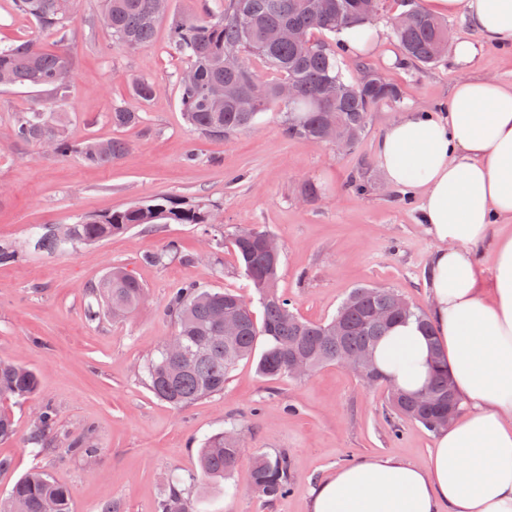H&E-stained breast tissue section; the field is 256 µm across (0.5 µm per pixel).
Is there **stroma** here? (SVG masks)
Wrapping results in <instances>:
<instances>
[{
  "label": "stroma",
  "mask_w": 512,
  "mask_h": 512,
  "mask_svg": "<svg viewBox=\"0 0 512 512\" xmlns=\"http://www.w3.org/2000/svg\"><path fill=\"white\" fill-rule=\"evenodd\" d=\"M223 0H169L168 16L153 39L137 49L115 45L97 23L101 0H72L59 32H42L15 0H0V47L30 40L63 50L72 60L68 93L56 102L46 88L0 87V244L15 248V262L0 265V357L37 372L40 392L25 403H8L15 435L0 442V456L14 467L0 473V497L33 466L67 486L75 512H156L171 480L198 468L203 441L225 429L243 435L242 458L229 482L203 492L201 512H308L314 486L336 468L379 457L425 465L434 440L421 424L389 410V384L366 385L339 365L303 378L267 380L251 360L241 361L222 393L177 410L148 387L143 366L171 336L165 312L172 293L194 282L254 296L230 244L243 228H260L282 246L279 289L302 317L322 322L352 288L398 289L429 309L426 270L435 241L420 219L419 197L389 187L375 161L379 135L410 108H446L460 77L452 53L432 65L399 64L391 22L402 0H382L373 24L377 48L367 58L343 53L342 73L361 81L373 66L400 85L403 96L369 112L366 131L353 149L288 137L283 114L271 107L253 128L208 138L186 122L177 78L188 62L170 44L174 16L219 12ZM471 74L512 82V43L484 46ZM147 78L159 87L147 101L132 91ZM59 106L67 112V138L75 144L119 138L127 151L116 161L87 167L80 156H57L34 144L15 142L18 115ZM140 113L139 126H113V106ZM194 160H187L188 150ZM315 196L302 192L305 185ZM214 206L217 244L200 224L137 227L127 234L47 255L34 249L35 228L156 199ZM177 253L162 263L150 254L169 241ZM121 266L146 288L145 304L122 320L86 317L87 287ZM51 406L57 427L50 452L36 456L27 439L34 409ZM86 437L96 458L71 453ZM287 453L288 492L267 499L254 489L256 454Z\"/></svg>",
  "instance_id": "stroma-1"
}]
</instances>
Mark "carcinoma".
I'll return each mask as SVG.
<instances>
[{"label":"carcinoma","mask_w":512,"mask_h":512,"mask_svg":"<svg viewBox=\"0 0 512 512\" xmlns=\"http://www.w3.org/2000/svg\"><path fill=\"white\" fill-rule=\"evenodd\" d=\"M160 0H104L102 14L112 18V38L128 48L151 41L157 20L164 15ZM381 0H224L218 14L187 15L172 22L171 40L176 51L189 57L190 78L179 80L180 103L187 122L200 134L221 138L253 127L259 114L277 104L284 112L288 136L328 142L336 127L346 130L351 144L364 134L368 112L385 101L400 98V88L381 73L365 67L368 75L359 83L344 79L335 49L313 40L316 33L341 35L358 26L372 28ZM20 11L30 16L44 32L63 27L69 15V0H16ZM392 30L404 60L423 65L440 59L439 43L448 38L447 24L414 6L392 20ZM261 59L275 74L269 79L257 73L250 60ZM70 57L62 51H47L33 41L0 48V86L67 89ZM291 85L296 98L286 103L279 89ZM117 127L140 123L132 109L112 108ZM19 143L54 142L53 153H77L88 166L119 159L125 141L88 140L71 144L64 133V113L36 110L19 115L12 128ZM217 217L208 207H181L164 199L139 204L48 227L37 234L34 246L54 254L66 245L102 242L123 235L136 226L153 224H214ZM269 232L248 229L232 240L240 268L254 288L256 302L247 304L233 291H215L195 283L179 288L170 297L167 312L174 319L173 336L184 342V354L169 355L160 347L145 366L147 382L159 399L175 408L224 392V380L238 363L256 359L260 376L278 380L290 376L288 362L304 358L315 371L335 364L345 354L374 351L390 325L376 319V311L390 308L399 291L389 287L359 286L349 293L328 321L311 322L291 307L277 287L281 256L261 246ZM89 294L106 311L118 301L133 312L146 294L143 285L122 267L90 288ZM236 318L233 334H222L224 315ZM437 370L428 385L413 396L390 388L391 411L436 431L438 415L461 400L448 377L441 351H436ZM40 390L38 375L31 369L0 358V401L23 403ZM56 425V413L39 409L29 443L37 455ZM15 434L11 412L0 408V442ZM241 442L232 430L209 437L198 453V471L189 482L201 487L227 479L236 470ZM252 481L262 496L279 498L288 491V458L284 454H258L252 463ZM45 503L52 512H74L71 493L46 471L34 468L19 478L7 496L0 498V512H42ZM191 503L179 483L169 486L157 512H190Z\"/></svg>","instance_id":"obj_1"}]
</instances>
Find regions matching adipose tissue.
Wrapping results in <instances>:
<instances>
[{"label": "adipose tissue", "mask_w": 512, "mask_h": 512, "mask_svg": "<svg viewBox=\"0 0 512 512\" xmlns=\"http://www.w3.org/2000/svg\"><path fill=\"white\" fill-rule=\"evenodd\" d=\"M426 8L462 16L477 37L453 44L464 75L446 112H404L377 142L387 182L415 190L437 247L431 333L411 319L394 325L375 364L416 393L441 349L464 409L438 432L426 466L379 457L338 468L313 489L309 512H512V84L467 73L484 45L512 42V0H426ZM488 241L486 278L476 250Z\"/></svg>", "instance_id": "ef3b65f1"}]
</instances>
